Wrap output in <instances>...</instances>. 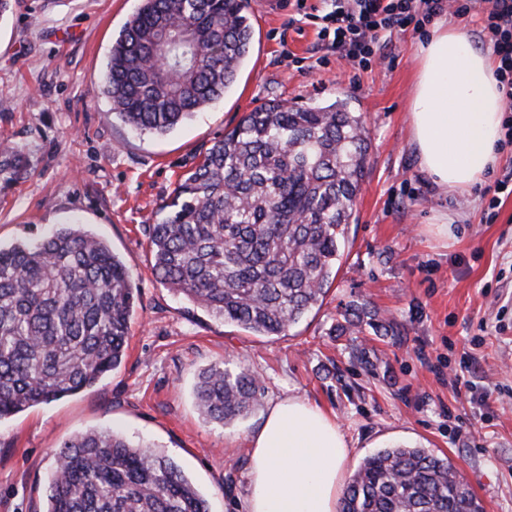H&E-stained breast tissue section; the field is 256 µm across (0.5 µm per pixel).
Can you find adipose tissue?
I'll list each match as a JSON object with an SVG mask.
<instances>
[{"instance_id":"obj_1","label":"adipose tissue","mask_w":512,"mask_h":512,"mask_svg":"<svg viewBox=\"0 0 512 512\" xmlns=\"http://www.w3.org/2000/svg\"><path fill=\"white\" fill-rule=\"evenodd\" d=\"M418 59L411 122L419 166L443 191L466 193L498 162L504 102L495 62L443 25ZM250 448L243 512H337L352 449L321 408L300 397L275 402Z\"/></svg>"}]
</instances>
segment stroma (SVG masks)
Listing matches in <instances>:
<instances>
[{
	"label": "stroma",
	"mask_w": 512,
	"mask_h": 512,
	"mask_svg": "<svg viewBox=\"0 0 512 512\" xmlns=\"http://www.w3.org/2000/svg\"><path fill=\"white\" fill-rule=\"evenodd\" d=\"M141 0H20L0 19V140L32 162L0 188V243L35 238L79 216L131 270L139 302L123 363L96 386L0 420V512H43L61 444L118 430L170 457L207 496L210 512H239L249 441L273 402L320 407L353 450L346 474L380 449L417 446L450 459L485 512H512V194L487 222L486 192L512 171V144L469 194H443L423 174L409 116L417 49L396 36L361 71L316 66L314 25L288 0L266 16L246 0L253 47L224 98L170 132L138 135L101 88L113 41ZM361 113L371 148L338 272L320 307L263 337L210 319L152 273L146 228L181 175L225 130L263 103ZM454 222L435 230L438 214ZM368 303L392 333L335 338L350 302ZM258 380L255 408L229 425L206 422L198 373L218 362Z\"/></svg>",
	"instance_id": "1"
}]
</instances>
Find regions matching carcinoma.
Returning a JSON list of instances; mask_svg holds the SVG:
<instances>
[{"label":"carcinoma","instance_id":"obj_1","mask_svg":"<svg viewBox=\"0 0 512 512\" xmlns=\"http://www.w3.org/2000/svg\"><path fill=\"white\" fill-rule=\"evenodd\" d=\"M243 0H142L112 43L103 78L112 114L165 134L224 97L250 51ZM361 114L276 100L245 113L178 181L148 227L157 279L215 321L284 336L323 303L366 174ZM31 161L0 142V185ZM139 288L102 239L72 217L34 241L0 245V420L72 396L126 356ZM380 330L366 304L338 336ZM245 369L203 370L206 420L227 425L258 403ZM45 512H209L182 471L123 435L87 431L57 452ZM338 512H484L448 458L384 448L350 477Z\"/></svg>","mask_w":512,"mask_h":512}]
</instances>
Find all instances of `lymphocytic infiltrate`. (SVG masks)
Returning a JSON list of instances; mask_svg holds the SVG:
<instances>
[{
	"instance_id": "obj_1",
	"label": "lymphocytic infiltrate",
	"mask_w": 512,
	"mask_h": 512,
	"mask_svg": "<svg viewBox=\"0 0 512 512\" xmlns=\"http://www.w3.org/2000/svg\"><path fill=\"white\" fill-rule=\"evenodd\" d=\"M298 15L316 24L317 49L369 68L393 36L412 31L426 35L441 14L465 20L480 15V39L496 61L495 78L508 111L504 123L512 140V0H326L321 12L296 0Z\"/></svg>"
}]
</instances>
